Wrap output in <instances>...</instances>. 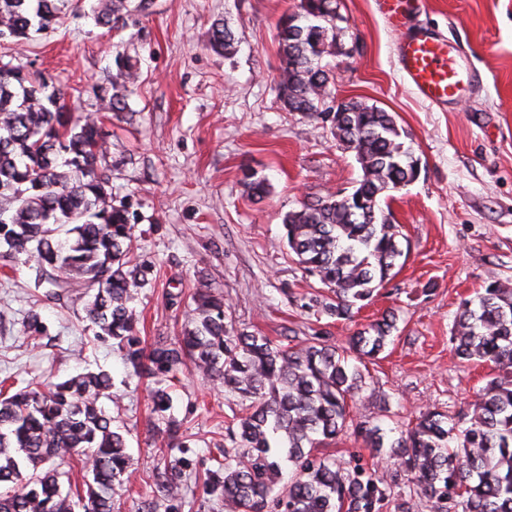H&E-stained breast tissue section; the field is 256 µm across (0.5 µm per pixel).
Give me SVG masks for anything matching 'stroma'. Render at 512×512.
<instances>
[{
	"label": "stroma",
	"instance_id": "35a3bbf8",
	"mask_svg": "<svg viewBox=\"0 0 512 512\" xmlns=\"http://www.w3.org/2000/svg\"><path fill=\"white\" fill-rule=\"evenodd\" d=\"M97 2L66 0L58 30L20 44L0 40V61L24 63L66 90L110 86L116 54L138 59L129 112L102 119L113 189L132 195L141 215L135 260L154 269L136 302L144 347L181 335L201 275L223 294L235 330L288 346L316 336L345 346L391 311L398 330L365 363L355 421L387 431L428 410L456 420L470 413L494 370L457 357L450 337L458 304L486 281L512 282V0H424L414 25L445 36L479 75L445 109L408 87L377 0H340L341 50L330 59L335 97L395 115L421 161L414 183L381 198L404 234L396 274L350 321L313 305L320 288L284 239L285 213L306 197L350 190L361 175L328 129L278 99L277 24L297 0H129L131 17L118 33L95 24ZM218 17L236 38L227 55L209 47ZM251 175L267 180L263 197L248 192ZM73 296L37 281L27 266H0V380L22 387L110 371L120 397L111 412L132 458L130 478L112 491L113 512H144L160 501L155 471L176 462L184 477L172 512H223L203 482L224 460L240 399L184 372L173 415L188 445L160 449L149 425L151 381L128 375L119 352L94 341ZM33 311L47 325L36 339L25 331Z\"/></svg>",
	"mask_w": 512,
	"mask_h": 512
}]
</instances>
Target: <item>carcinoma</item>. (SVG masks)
I'll list each match as a JSON object with an SVG mask.
<instances>
[{
    "mask_svg": "<svg viewBox=\"0 0 512 512\" xmlns=\"http://www.w3.org/2000/svg\"><path fill=\"white\" fill-rule=\"evenodd\" d=\"M64 0H0V39L20 42L61 21ZM337 0H299L278 24L279 99L290 112L324 122L332 102L329 69L343 17ZM128 0H99L97 22L126 25ZM234 33L217 19L209 46L233 50ZM110 88L78 85L48 90L25 65L1 63L0 252L24 258L38 278L58 288L96 289L76 301L96 328L95 339L123 353L138 377L155 380L153 428L168 448H185L181 422L171 414L172 385L191 366L246 402L224 462L208 472L204 490L226 512H512V283L490 280L458 305L451 341L467 362H489L495 374L476 394L470 425L459 432L447 415L428 410L389 444L401 473L386 481L360 454L341 462L315 452L353 418L348 402L366 388L351 354L374 359L397 330L385 312L340 349L319 337L286 347L267 336L236 332L226 323L224 297L199 277L183 335L146 349L137 336L131 303L151 284L152 268L132 263L137 212L129 196L112 191L108 133L96 116L73 118L67 100L91 92L116 115L129 109L136 63L115 57ZM338 144L355 153L362 176L353 196L310 198L286 213L290 251L309 278L331 295L322 311L350 321L357 304L390 279L402 255L400 225L380 207L381 194L414 180L413 152L395 118L374 105L351 103L331 120ZM112 397V377L85 372L58 383L0 390V512H112V487L129 476L124 431L101 399ZM354 433L379 454L380 428L355 424ZM77 458L92 480L78 501L62 493L66 472L49 461ZM292 471L282 483L283 466Z\"/></svg>",
    "mask_w": 512,
    "mask_h": 512,
    "instance_id": "1",
    "label": "carcinoma"
}]
</instances>
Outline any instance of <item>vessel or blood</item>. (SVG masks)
<instances>
[{"instance_id": "b4317fda", "label": "vessel or blood", "mask_w": 512, "mask_h": 512, "mask_svg": "<svg viewBox=\"0 0 512 512\" xmlns=\"http://www.w3.org/2000/svg\"><path fill=\"white\" fill-rule=\"evenodd\" d=\"M419 0H381L380 6L398 35L401 70L414 92L436 106L457 100L474 80L475 72L459 63L441 34L409 31L407 21Z\"/></svg>"}]
</instances>
